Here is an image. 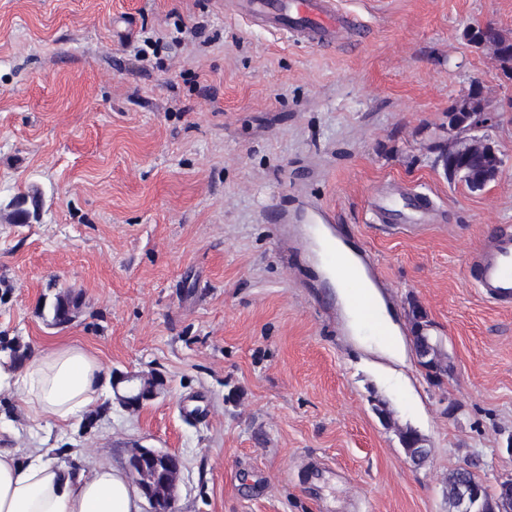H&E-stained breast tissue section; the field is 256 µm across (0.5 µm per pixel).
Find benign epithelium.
<instances>
[{
  "mask_svg": "<svg viewBox=\"0 0 512 512\" xmlns=\"http://www.w3.org/2000/svg\"><path fill=\"white\" fill-rule=\"evenodd\" d=\"M498 118L495 110L485 109L470 113V127L464 131L451 134L448 143L442 146L441 161L448 162V153L459 150L477 154L483 158L487 174L498 178L503 162L499 153L483 137L477 135L480 130L493 125ZM156 384L140 386L143 375L127 372L116 373L112 378L115 389H123L125 409L134 411L147 402L158 397V383L162 377L154 375ZM174 457L168 452L153 448H133L129 452L127 470L130 478L142 495L148 500L150 512H171L175 506L181 471H172ZM457 505L460 512H485L487 491L482 482L475 479H462L457 484ZM499 512H512V479L501 482L497 489Z\"/></svg>",
  "mask_w": 512,
  "mask_h": 512,
  "instance_id": "1",
  "label": "benign epithelium"
}]
</instances>
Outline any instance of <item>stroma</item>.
<instances>
[{
	"instance_id": "obj_1",
	"label": "stroma",
	"mask_w": 512,
	"mask_h": 512,
	"mask_svg": "<svg viewBox=\"0 0 512 512\" xmlns=\"http://www.w3.org/2000/svg\"><path fill=\"white\" fill-rule=\"evenodd\" d=\"M240 2L0 0V347L76 343L106 374L166 380L71 426L1 390L0 448L87 472L175 453L177 512H454L450 471L491 492L512 478V308L468 276L512 226V78L462 36L512 31V0H338L366 29L354 47L274 34ZM474 81L504 155L476 192L435 164ZM387 198L423 201L428 223L382 222ZM314 207L373 259L401 359L350 330L287 225ZM61 290L82 306L56 329L41 309ZM415 303L450 357L439 383L414 356ZM156 384L153 386L141 387L140 381L143 378H147L141 374L134 372L127 373H115L112 378V383L114 388L118 391L120 386L122 385L123 390L126 393V397L123 398V402L126 410H137L140 406H143L145 403L150 402L158 397L160 394V389H158V383L162 382L163 379L160 375H153Z\"/></svg>"
}]
</instances>
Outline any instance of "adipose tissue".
Returning <instances> with one entry per match:
<instances>
[{"label":"adipose tissue","mask_w":512,"mask_h":512,"mask_svg":"<svg viewBox=\"0 0 512 512\" xmlns=\"http://www.w3.org/2000/svg\"><path fill=\"white\" fill-rule=\"evenodd\" d=\"M106 376L99 362L76 344L34 347L22 368L0 362V389L16 388L37 420L79 421L103 405ZM0 512H140V499L127 478L101 465L85 475L46 450L19 459L0 450Z\"/></svg>","instance_id":"ef3b65f1"}]
</instances>
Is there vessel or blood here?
<instances>
[{
    "label": "vessel or blood",
    "instance_id": "vessel-or-blood-1",
    "mask_svg": "<svg viewBox=\"0 0 512 512\" xmlns=\"http://www.w3.org/2000/svg\"><path fill=\"white\" fill-rule=\"evenodd\" d=\"M249 10L267 26L288 34L303 35L320 43L345 33L362 42L365 30L340 14L334 0H250ZM470 274L481 293L502 305L512 304V233L494 227L478 251Z\"/></svg>",
    "mask_w": 512,
    "mask_h": 512
}]
</instances>
